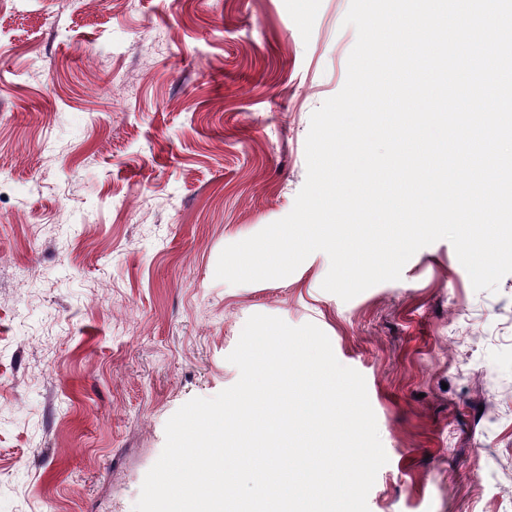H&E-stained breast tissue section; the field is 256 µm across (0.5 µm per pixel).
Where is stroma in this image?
<instances>
[{
    "instance_id": "stroma-1",
    "label": "stroma",
    "mask_w": 512,
    "mask_h": 512,
    "mask_svg": "<svg viewBox=\"0 0 512 512\" xmlns=\"http://www.w3.org/2000/svg\"><path fill=\"white\" fill-rule=\"evenodd\" d=\"M350 0H0V512H133L186 402L239 378L247 319L312 323L366 381L369 512H512V274L452 244L350 301L317 251L217 280L290 213L343 87Z\"/></svg>"
}]
</instances>
